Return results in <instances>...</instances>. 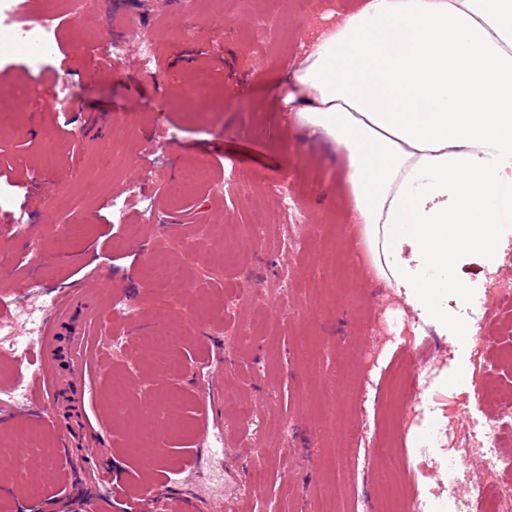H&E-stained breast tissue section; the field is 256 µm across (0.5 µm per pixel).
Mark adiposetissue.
<instances>
[{
    "label": "adipose tissue",
    "instance_id": "obj_1",
    "mask_svg": "<svg viewBox=\"0 0 512 512\" xmlns=\"http://www.w3.org/2000/svg\"><path fill=\"white\" fill-rule=\"evenodd\" d=\"M287 80L298 127L341 150L376 278L462 331L455 268L495 269L512 235V0H361Z\"/></svg>",
    "mask_w": 512,
    "mask_h": 512
}]
</instances>
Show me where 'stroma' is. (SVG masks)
Segmentation results:
<instances>
[{
	"label": "stroma",
	"mask_w": 512,
	"mask_h": 512,
	"mask_svg": "<svg viewBox=\"0 0 512 512\" xmlns=\"http://www.w3.org/2000/svg\"><path fill=\"white\" fill-rule=\"evenodd\" d=\"M357 2L242 0L202 13L197 0H182L177 12L160 0H97L98 29L64 23L40 66L14 44L0 51V86L41 98L19 100L0 124V187L26 217L0 223L14 256L0 271V304L11 311L39 303L42 289L82 283L104 305L120 297L137 308L94 339L106 358L91 372L90 401L81 399V379L58 369L41 401L0 402V459L8 463L0 512L26 503L30 512H86L91 500L97 512H127L126 491L148 480L170 495L221 499L224 512H257L264 501L275 512H379L390 494L406 502L415 491L389 482L384 446L400 462L414 454L419 475L439 485L448 480L446 452L456 454L460 477L478 476L473 449H409L413 415L390 416L394 369L412 362L418 397L447 412L452 435L491 410L449 379L469 367L477 383L487 374L503 387L512 379L481 367L471 336L413 328L412 313L354 247L363 227L352 220L339 151L286 112L288 66L306 33ZM112 35L119 66L103 48ZM143 37L154 48L147 73L136 70ZM202 73L212 97L196 93ZM198 158L211 164L208 182L171 205L166 186ZM236 174L252 187H230ZM285 195L302 220L283 208ZM116 196L129 197V220L145 223L139 240L113 224L108 200ZM70 224L84 231L63 258L53 239ZM228 251L236 265H225ZM158 253L180 271L162 288L141 275ZM236 285L248 303L221 307L225 288ZM214 318L223 332H212ZM161 333L177 336L170 354L180 366L171 372L147 358L148 339ZM157 392L188 427L189 468L167 456L146 464L139 449L141 406ZM34 426L51 460L11 447ZM91 461L121 475L124 490L95 483ZM20 462L26 481L41 487L36 500L16 488Z\"/></svg>",
	"instance_id": "obj_1"
}]
</instances>
